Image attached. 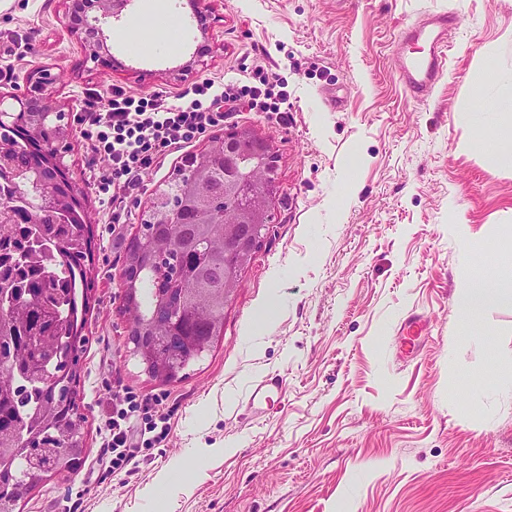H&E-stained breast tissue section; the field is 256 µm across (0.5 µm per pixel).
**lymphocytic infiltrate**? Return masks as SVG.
I'll return each mask as SVG.
<instances>
[{"label": "lymphocytic infiltrate", "mask_w": 512, "mask_h": 512, "mask_svg": "<svg viewBox=\"0 0 512 512\" xmlns=\"http://www.w3.org/2000/svg\"><path fill=\"white\" fill-rule=\"evenodd\" d=\"M288 101L286 83L262 67L250 69L246 79L216 84L205 78L183 90L176 101L156 93L129 95L113 87L108 94L89 90L81 122L90 144L92 165L101 169L98 193L112 208V221L124 223L126 213L141 190L143 178L170 151H179L208 130L222 125L228 112L248 110L284 119ZM104 430V454L112 472H123L152 439L134 431V419L149 420L160 399L131 391L116 395Z\"/></svg>", "instance_id": "1"}]
</instances>
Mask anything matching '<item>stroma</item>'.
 Returning a JSON list of instances; mask_svg holds the SVG:
<instances>
[{"instance_id": "1", "label": "stroma", "mask_w": 512, "mask_h": 512, "mask_svg": "<svg viewBox=\"0 0 512 512\" xmlns=\"http://www.w3.org/2000/svg\"><path fill=\"white\" fill-rule=\"evenodd\" d=\"M160 38L151 0L111 26L88 62L61 23L65 0H0V62L17 47L11 82L50 69L65 111L64 162L94 232L86 344L77 390L85 460L20 500L21 512H512V304L457 310L465 274L512 282V171L469 113L512 92V0H204ZM454 17L453 48L425 102L398 77L401 30L427 12ZM207 68L183 74L198 44ZM257 61L288 84V121L235 112L215 127L247 129L278 158L281 204L270 234L224 309V334L185 375L161 382L130 352L123 280L141 214L181 154L145 176L125 223L112 224L94 185L80 117L84 91L123 87L173 96ZM493 64L475 88L470 73ZM275 303L272 321L262 313ZM426 322L410 356L399 330ZM285 380L258 411L261 380ZM160 396L170 424L138 472L87 477L115 390ZM168 485L158 488L160 474Z\"/></svg>"}]
</instances>
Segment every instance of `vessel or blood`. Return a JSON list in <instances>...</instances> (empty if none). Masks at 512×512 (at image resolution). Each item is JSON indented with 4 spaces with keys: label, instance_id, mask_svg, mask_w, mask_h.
I'll use <instances>...</instances> for the list:
<instances>
[{
    "label": "vessel or blood",
    "instance_id": "b4317fda",
    "mask_svg": "<svg viewBox=\"0 0 512 512\" xmlns=\"http://www.w3.org/2000/svg\"><path fill=\"white\" fill-rule=\"evenodd\" d=\"M429 26H414L403 29L400 40L420 42L422 49L418 56L402 59L399 76L410 96L417 100L425 99L436 79L445 71L450 45L448 43V16L444 13H431ZM284 380L273 377L260 381L253 390L251 403H269L281 396Z\"/></svg>",
    "mask_w": 512,
    "mask_h": 512
}]
</instances>
